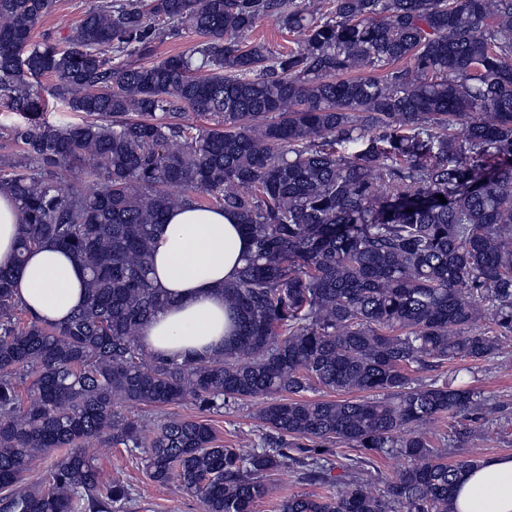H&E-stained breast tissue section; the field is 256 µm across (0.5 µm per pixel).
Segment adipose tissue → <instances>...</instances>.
<instances>
[{
    "label": "adipose tissue",
    "instance_id": "ef3b65f1",
    "mask_svg": "<svg viewBox=\"0 0 512 512\" xmlns=\"http://www.w3.org/2000/svg\"><path fill=\"white\" fill-rule=\"evenodd\" d=\"M249 249L236 217L184 206L155 232L151 278L165 304L142 329L155 356L214 354L224 347L231 319L224 285L234 280ZM86 274L73 256L50 243L34 249L18 279L17 296L43 322L61 324L85 300ZM455 512H512V456H493L466 471L456 485Z\"/></svg>",
    "mask_w": 512,
    "mask_h": 512
}]
</instances>
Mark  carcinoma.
Wrapping results in <instances>:
<instances>
[{
	"label": "carcinoma",
	"mask_w": 512,
	"mask_h": 512,
	"mask_svg": "<svg viewBox=\"0 0 512 512\" xmlns=\"http://www.w3.org/2000/svg\"><path fill=\"white\" fill-rule=\"evenodd\" d=\"M53 6L0 0V103L24 118L9 133L20 159L0 161L22 216L15 263L0 267V512H120L128 488L95 464L96 447L115 444L203 512H253L263 477L288 466L328 485L335 444L407 465L377 493L358 477L279 512H454L478 459L443 461L428 424L477 409L481 393L414 374L512 340V0H332L323 13L295 0H106L59 39L32 41ZM266 17L295 47L251 40ZM181 27L198 37L191 51L107 66L106 53L147 56ZM47 75L89 120H46L34 81ZM189 112L218 127L183 123ZM346 143L359 149L346 156ZM75 168L97 188L58 182ZM190 205L234 214L250 249L224 285L233 338L179 361L147 354L140 329L164 305L156 228ZM47 242L86 274L84 304L60 325L14 295ZM316 387L340 398H306ZM188 399H261L275 440L226 448L202 420L115 409ZM50 455L47 477L25 484L29 462Z\"/></svg>",
	"instance_id": "1"
}]
</instances>
